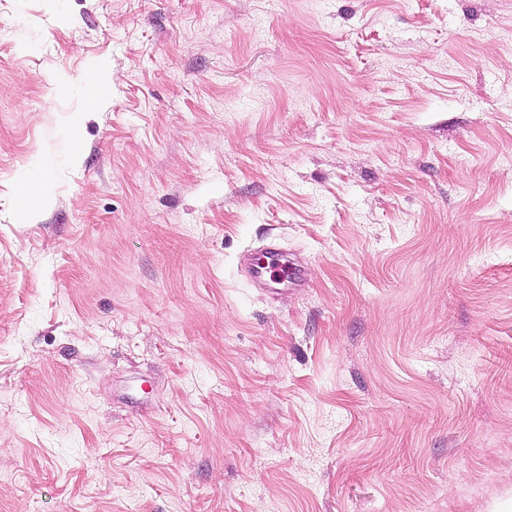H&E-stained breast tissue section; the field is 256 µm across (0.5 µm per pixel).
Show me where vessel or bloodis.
Returning <instances> with one entry per match:
<instances>
[{
    "label": "vessel or blood",
    "mask_w": 512,
    "mask_h": 512,
    "mask_svg": "<svg viewBox=\"0 0 512 512\" xmlns=\"http://www.w3.org/2000/svg\"><path fill=\"white\" fill-rule=\"evenodd\" d=\"M246 274L268 294L279 295L302 287L307 272L304 265L293 262L277 242L271 241L261 247L259 256L247 266Z\"/></svg>",
    "instance_id": "b4317fda"
}]
</instances>
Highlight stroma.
<instances>
[{
	"label": "stroma",
	"mask_w": 512,
	"mask_h": 512,
	"mask_svg": "<svg viewBox=\"0 0 512 512\" xmlns=\"http://www.w3.org/2000/svg\"><path fill=\"white\" fill-rule=\"evenodd\" d=\"M510 500L512 0H0V512ZM261 255L246 266V275L253 284L271 295H279L289 288H300L306 281L305 265L289 259L275 241L260 248Z\"/></svg>",
	"instance_id": "35a3bbf8"
}]
</instances>
